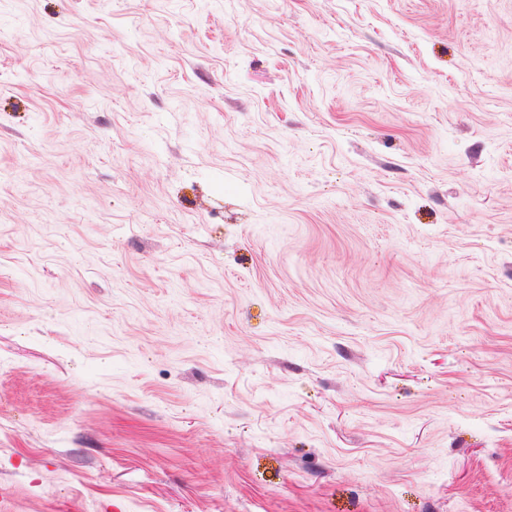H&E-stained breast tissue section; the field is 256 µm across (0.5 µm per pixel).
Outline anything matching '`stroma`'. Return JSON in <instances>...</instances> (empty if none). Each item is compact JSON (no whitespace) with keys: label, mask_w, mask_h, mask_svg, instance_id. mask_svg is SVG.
<instances>
[{"label":"stroma","mask_w":512,"mask_h":512,"mask_svg":"<svg viewBox=\"0 0 512 512\" xmlns=\"http://www.w3.org/2000/svg\"><path fill=\"white\" fill-rule=\"evenodd\" d=\"M0 512H512V0H0Z\"/></svg>","instance_id":"1"}]
</instances>
